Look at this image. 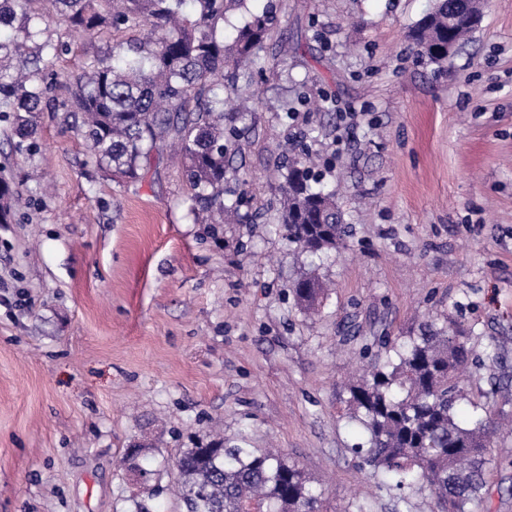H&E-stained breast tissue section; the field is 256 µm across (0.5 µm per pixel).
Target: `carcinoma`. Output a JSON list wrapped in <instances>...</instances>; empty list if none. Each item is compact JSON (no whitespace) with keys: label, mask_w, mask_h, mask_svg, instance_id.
Segmentation results:
<instances>
[{"label":"carcinoma","mask_w":512,"mask_h":512,"mask_svg":"<svg viewBox=\"0 0 512 512\" xmlns=\"http://www.w3.org/2000/svg\"><path fill=\"white\" fill-rule=\"evenodd\" d=\"M35 0H0V119L11 121L15 149L31 153L34 114L54 102L53 74L40 66L58 46L33 43L41 20ZM58 19L81 37L134 24L148 30L143 41L115 44L91 61L62 106L83 116L85 138L99 168L136 181L152 157L175 148L192 190L195 221L222 224L240 201L224 202L226 157L241 150L237 123L246 113L224 111V91L248 99L273 16L253 14L224 44L221 29L230 12L248 0H50ZM461 0H435L408 32L416 56L446 71L471 36ZM280 221L288 239L312 256L344 247L346 225L336 192L315 187L318 179L301 162L281 165ZM14 192L0 180V223L11 214ZM325 288L305 275L294 283L297 305L317 310ZM386 359L347 385L350 418L367 436L366 461L384 484L400 491L424 490L436 512H478L491 454L495 419L485 404L466 400L463 375L471 361L467 337L452 321L430 320L419 333L387 338ZM468 401L465 416L458 406ZM143 449L122 460L128 472L155 475L138 463ZM324 490L295 461L224 439L185 448L179 456L176 495L182 512H320Z\"/></svg>","instance_id":"carcinoma-1"}]
</instances>
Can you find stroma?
<instances>
[{
    "instance_id": "1",
    "label": "stroma",
    "mask_w": 512,
    "mask_h": 512,
    "mask_svg": "<svg viewBox=\"0 0 512 512\" xmlns=\"http://www.w3.org/2000/svg\"><path fill=\"white\" fill-rule=\"evenodd\" d=\"M433 0H249L272 10L259 103L229 187L252 219L198 224L183 172L152 159L129 182L100 169L80 113H36L32 153L0 121V178L23 199L0 224V512H178L167 469L134 490L136 442L176 460L216 432L277 448L322 483L321 512H434L382 485L345 415V382L384 356L387 336L428 318L457 323L466 382L502 427L483 512H512V0H489L451 70L420 61L409 29ZM47 58L69 97L94 56L138 26L69 37L49 0ZM318 162L350 235L315 260L285 236L277 147ZM330 286L318 316L291 285Z\"/></svg>"
}]
</instances>
